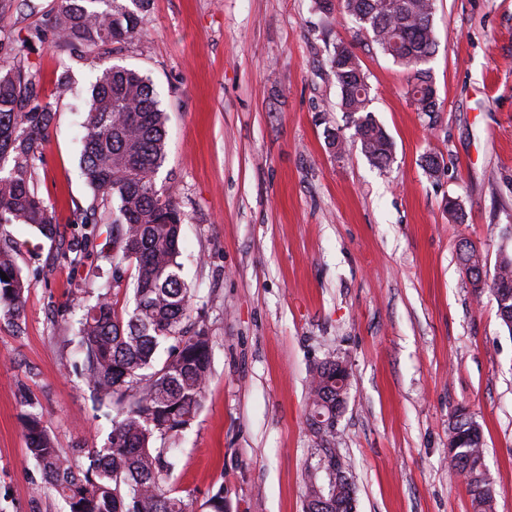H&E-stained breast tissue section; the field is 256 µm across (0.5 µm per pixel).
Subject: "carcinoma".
<instances>
[{"label":"carcinoma","mask_w":512,"mask_h":512,"mask_svg":"<svg viewBox=\"0 0 512 512\" xmlns=\"http://www.w3.org/2000/svg\"><path fill=\"white\" fill-rule=\"evenodd\" d=\"M138 11L117 0H58L56 10L35 38L61 43L84 59L137 32L148 0H132ZM318 8L352 19L386 56L410 73L408 94L416 110L438 111L430 69L435 53L433 0H316ZM329 75L340 89V109L353 117L352 138L369 163L384 169L392 158L390 137L369 113L368 76L351 47L336 42ZM54 118L41 100L36 72L28 60L27 40L11 48V61L0 66V224H27L47 239L58 236L54 208L34 180L42 160L47 130ZM166 115L153 85L138 71L112 64L100 70L83 122L81 164L92 198L84 223L112 224V279L134 265V308L117 311L100 292L80 305L75 338L83 355L82 371L99 405L112 412V430L103 447L63 456L43 424V415L21 416L29 456L48 488L63 501L65 512H190L189 498L177 494L169 479L178 466L173 448L191 427L201 407L210 375L211 340L203 329L188 334L192 288L181 277L182 213L175 198L156 188L166 158ZM118 201V218L108 203ZM459 260L476 271L474 291L507 293L504 310L512 311V252L502 251L491 278L468 245ZM0 314L18 321L29 283L9 247H0ZM169 344L167 358L157 350ZM317 364L308 385L306 421L324 416L318 441L321 466L307 471L305 512H336V488L355 491L353 482L336 485L327 459L336 456L338 392L336 363ZM448 468L463 479L474 512H492L493 495L484 465V441L478 424L457 410L449 430ZM87 456L88 463L76 461Z\"/></svg>","instance_id":"cac0c4a2"}]
</instances>
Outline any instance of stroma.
<instances>
[{"instance_id":"35a3bbf8","label":"stroma","mask_w":512,"mask_h":512,"mask_svg":"<svg viewBox=\"0 0 512 512\" xmlns=\"http://www.w3.org/2000/svg\"><path fill=\"white\" fill-rule=\"evenodd\" d=\"M57 0H13L0 60L31 38L29 61L55 114L34 178L59 237L6 224L29 281L20 321L0 315V512H64L25 451L20 416L43 412L62 454L102 447L111 424L77 369L76 305L112 277V227L86 224L82 101L100 65L140 71L166 114L156 186L183 218L182 276L194 328L212 342L200 412L178 441L170 484L208 512H303L317 463L305 419L312 369L349 368L340 451L357 512H473L448 472V427L463 407L483 430L495 512H512V336L458 260L494 269L512 251V0H435L429 62L439 112H417L407 75L340 13L314 0H151L137 33L101 60L33 40ZM368 75L373 117L394 143L386 169L327 132L353 131L328 75L336 41ZM69 68L74 94L54 80ZM444 168L432 178L427 152ZM458 198L464 223L449 220ZM82 236L80 262L60 246Z\"/></svg>"}]
</instances>
